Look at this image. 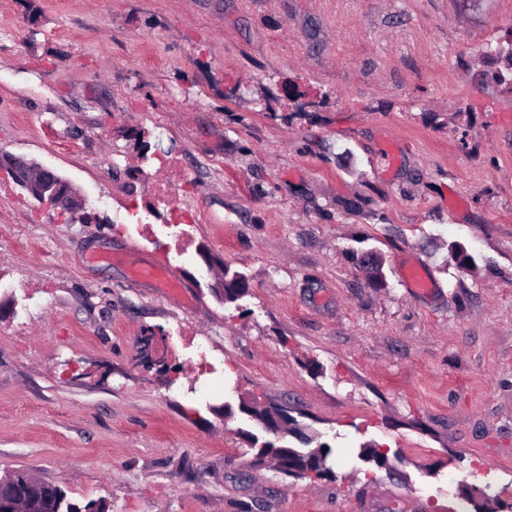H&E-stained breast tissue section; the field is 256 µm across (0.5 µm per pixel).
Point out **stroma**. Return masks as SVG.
Listing matches in <instances>:
<instances>
[{
    "label": "stroma",
    "mask_w": 512,
    "mask_h": 512,
    "mask_svg": "<svg viewBox=\"0 0 512 512\" xmlns=\"http://www.w3.org/2000/svg\"><path fill=\"white\" fill-rule=\"evenodd\" d=\"M509 38L512 0H0V154L90 216L0 170V476L111 512L512 506V93L479 61ZM157 263L179 288L132 281ZM242 396L336 481L252 468ZM12 157L15 156L6 155L5 157L3 156V158L1 157L0 169H5L12 183L16 185L20 190L25 192L28 197L34 200H36L34 197V192L37 188H49L61 180H64L57 173L51 170L42 169L43 167L39 164H28V161H25V159L22 157H17V159L14 158L13 165L16 164V162H19L25 164L26 166L19 168L8 167L6 162ZM40 192L42 201L48 202L60 212H67L68 209L77 207L85 208L86 205L85 198L69 183L58 184L48 195H46V190H40ZM358 261L360 266L368 272L369 282L377 287L386 284L383 259L376 251L363 252ZM212 291H219L223 296L217 294V298L225 304H234L236 308H241L240 301L247 296V278L243 273L235 272L232 276H228L224 272V279H215L210 285ZM239 411L249 417L251 420H253L262 430H264L266 433H269L266 429L265 425L268 421H270L273 417L274 423L276 426H271L272 430L276 431L277 433H280V430L285 425L283 418H289L288 411L282 410V416L277 415L280 412L279 407L275 405H268L267 407L259 408L256 406L250 405L247 400L243 398H239V405H238ZM275 413V414H273ZM273 414V416H272ZM460 495L462 499L467 502L472 508V512H497L500 508L499 500H491L488 497H485L479 490L475 487H462L460 490Z\"/></svg>",
    "instance_id": "1"
}]
</instances>
